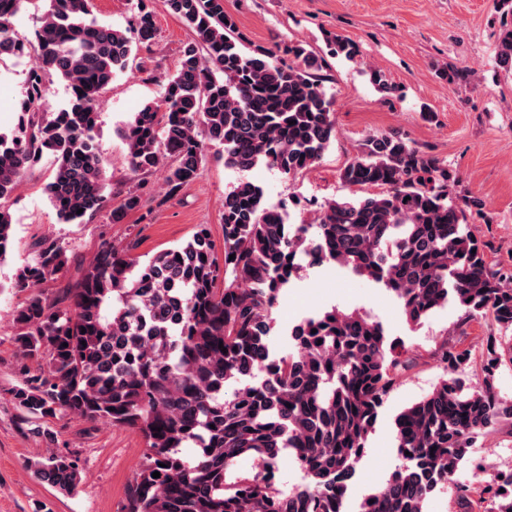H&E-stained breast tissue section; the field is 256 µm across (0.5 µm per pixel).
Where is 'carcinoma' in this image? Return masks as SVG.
<instances>
[{
  "label": "carcinoma",
  "mask_w": 512,
  "mask_h": 512,
  "mask_svg": "<svg viewBox=\"0 0 512 512\" xmlns=\"http://www.w3.org/2000/svg\"><path fill=\"white\" fill-rule=\"evenodd\" d=\"M25 2L0 0V56L22 44L11 19ZM45 2L36 29L41 65L29 72L15 130L0 135V201L49 152L55 172L48 198L64 222H81L107 202L94 148L99 97L151 45L156 24L145 0H137L125 30L98 24L93 0ZM500 2L496 59L511 72L512 0ZM164 5L195 38L160 102L121 130L132 173L165 167L171 196L199 175L208 144L222 148L225 166L242 172L263 162L289 176L315 164L334 136L332 97L315 76L318 59L301 45L288 46L290 64L273 61L265 47L243 51L224 0ZM327 41L335 55L358 53L341 36ZM51 73L71 85L73 96L47 112ZM341 179L381 191L331 200L316 223L293 229L265 206L260 186L241 180L224 195L223 254L204 224L186 243L143 262L134 254L137 240L120 248L106 241L64 300L30 293L11 319L25 364L8 393L22 418L72 415L138 429L145 461L124 512H345L355 463L394 384L391 347L379 321L334 306L295 330L293 353L268 361L269 312L296 271L292 257L338 263L382 284L412 322L452 300L466 317L489 312L512 330V278L487 270L468 229L467 210L481 209V201L456 204L448 169L401 137H368ZM143 207L140 187L128 188L110 212L112 223ZM11 245V220L0 207V261ZM63 264V248L47 242L11 288L33 289ZM441 360L446 377L395 420L400 464L359 512H423L427 495L471 462L474 435L512 420V403L500 399L494 383L497 349L489 350L475 386L461 377L467 352L447 350ZM231 380L242 386L227 397L224 383ZM190 441L198 446L191 461L179 454ZM286 448L296 450L310 483L282 493L272 468ZM248 456L260 470L227 482L230 468ZM31 467L66 494L80 483L76 460L62 452ZM479 508L512 512V471L489 478Z\"/></svg>",
  "instance_id": "obj_1"
}]
</instances>
